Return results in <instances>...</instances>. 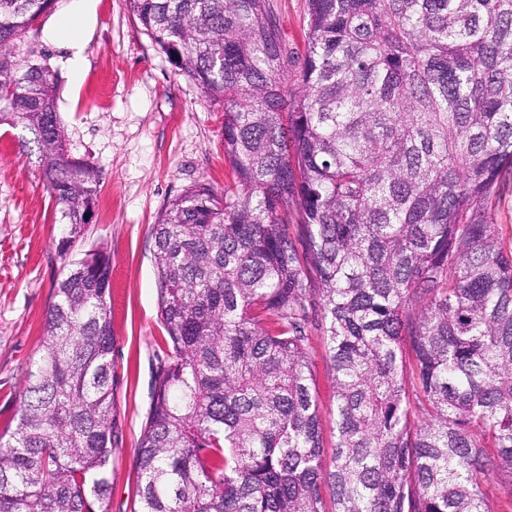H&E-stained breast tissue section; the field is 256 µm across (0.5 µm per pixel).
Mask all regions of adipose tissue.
<instances>
[{"label": "adipose tissue", "instance_id": "ef3b65f1", "mask_svg": "<svg viewBox=\"0 0 512 512\" xmlns=\"http://www.w3.org/2000/svg\"><path fill=\"white\" fill-rule=\"evenodd\" d=\"M95 5L96 0H72L46 29L48 42L64 53L68 77L75 84L82 80L85 72L84 51L94 31Z\"/></svg>", "mask_w": 512, "mask_h": 512}]
</instances>
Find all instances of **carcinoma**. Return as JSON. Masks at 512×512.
I'll list each match as a JSON object with an SVG mask.
<instances>
[{
	"label": "carcinoma",
	"instance_id": "carcinoma-1",
	"mask_svg": "<svg viewBox=\"0 0 512 512\" xmlns=\"http://www.w3.org/2000/svg\"><path fill=\"white\" fill-rule=\"evenodd\" d=\"M125 2L222 108L236 174L152 226L167 338L134 512H325L324 484L334 512H490L491 472L512 475V236L492 221L512 189V0H307L299 68L269 0ZM49 7L0 0V122L38 150L63 257L98 174L66 154L55 74L10 53ZM110 288L102 251L53 286L0 433V512H109ZM307 347L321 410V440L324 448L323 464L325 469H332L336 446V397L333 370L323 338L320 336L319 331L314 328L311 329Z\"/></svg>",
	"mask_w": 512,
	"mask_h": 512
}]
</instances>
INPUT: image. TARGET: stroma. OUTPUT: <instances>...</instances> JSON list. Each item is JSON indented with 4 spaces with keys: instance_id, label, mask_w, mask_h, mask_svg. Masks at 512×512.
Listing matches in <instances>:
<instances>
[{
    "instance_id": "1",
    "label": "stroma",
    "mask_w": 512,
    "mask_h": 512,
    "mask_svg": "<svg viewBox=\"0 0 512 512\" xmlns=\"http://www.w3.org/2000/svg\"><path fill=\"white\" fill-rule=\"evenodd\" d=\"M55 0L11 44L17 61L48 65L59 78L56 107L70 157L100 175L92 219L70 258L104 250L112 261V373L122 435L110 467V512H133L138 440L153 394L165 330L151 228L166 204L208 184L232 179L224 157V114L171 65L128 12L125 0H96V31L85 48L86 71L71 84L60 55L46 43ZM283 39L305 54L306 0H269ZM64 233L59 208L43 184L38 152L22 128L0 125V430L20 405L41 346L55 280L67 259L56 251ZM308 354L321 410L325 468L334 465L335 387L319 331Z\"/></svg>"
}]
</instances>
